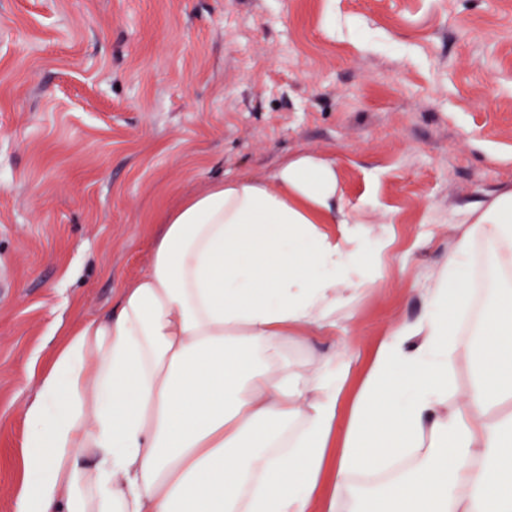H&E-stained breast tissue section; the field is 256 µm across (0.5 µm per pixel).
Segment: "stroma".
<instances>
[{
	"mask_svg": "<svg viewBox=\"0 0 512 512\" xmlns=\"http://www.w3.org/2000/svg\"><path fill=\"white\" fill-rule=\"evenodd\" d=\"M336 163L369 219L376 282L351 338L353 399L391 320L489 200L512 190V0H0V512L23 481L26 377L148 268L161 213L226 171Z\"/></svg>",
	"mask_w": 512,
	"mask_h": 512,
	"instance_id": "35a3bbf8",
	"label": "stroma"
}]
</instances>
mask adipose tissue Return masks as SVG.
<instances>
[{
	"mask_svg": "<svg viewBox=\"0 0 512 512\" xmlns=\"http://www.w3.org/2000/svg\"><path fill=\"white\" fill-rule=\"evenodd\" d=\"M335 222L339 243L318 230ZM366 236L323 158L185 195L114 312L36 377L16 512H512V191L458 236L422 315L388 325L348 403L351 340L311 372L285 349L372 283Z\"/></svg>",
	"mask_w": 512,
	"mask_h": 512,
	"instance_id": "obj_1",
	"label": "adipose tissue"
}]
</instances>
